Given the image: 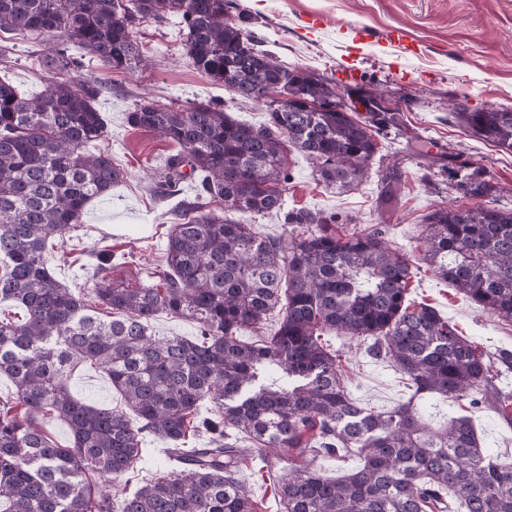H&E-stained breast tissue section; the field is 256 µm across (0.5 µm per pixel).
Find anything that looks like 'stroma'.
Segmentation results:
<instances>
[{"label": "stroma", "mask_w": 512, "mask_h": 512, "mask_svg": "<svg viewBox=\"0 0 512 512\" xmlns=\"http://www.w3.org/2000/svg\"><path fill=\"white\" fill-rule=\"evenodd\" d=\"M251 16L246 32L280 61L324 73L339 88L380 86L385 98L402 108V130L379 138L370 179L345 190L325 187L309 161L288 157L291 179L288 209L335 215L337 234L379 229L388 244L406 254L415 275L411 301L433 306L490 355L500 368L496 386L512 392V321L482 311L447 281L438 279L424 257V217L440 206H477L458 184L472 171L497 187L495 205L512 209V151L472 136L453 114L454 105L470 110L512 108V0H234ZM403 28L413 47L396 50L381 40ZM145 68L117 72L84 60L80 76L101 82L97 104L107 124L101 143L127 172L123 182L94 200L65 246L48 256L55 277L91 294V254L112 255V283L136 288L149 270L164 266L167 232L173 223L171 199L155 190V171L175 146L157 134L130 127L126 114L135 100L162 106L196 99L224 101L235 119L257 124L264 113L214 84L187 63L185 46L173 20H144L137 32ZM55 37H13L6 79L26 96L39 94L52 74L41 63ZM390 204H382L384 195ZM341 356L346 386L361 406L383 411L410 395L407 381L389 363L369 357L348 339L329 335ZM71 393L89 404L115 408L121 400L107 374L85 365L68 380ZM433 424L456 416L471 419L484 448L512 461V420L494 407L464 402L440 403L427 412ZM258 512H278L275 486L287 478L288 461L257 458L241 465Z\"/></svg>", "instance_id": "obj_1"}]
</instances>
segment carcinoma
Returning <instances> with one entry per match:
<instances>
[{"label": "carcinoma", "mask_w": 512, "mask_h": 512, "mask_svg": "<svg viewBox=\"0 0 512 512\" xmlns=\"http://www.w3.org/2000/svg\"><path fill=\"white\" fill-rule=\"evenodd\" d=\"M230 0H0V33L59 38L47 64L69 72L75 45L112 71L145 64L136 29L175 14L192 67L234 95L259 101L262 89L288 93L289 107L263 105L265 121L246 124L213 99L161 107L140 99L127 122L177 146L158 185L195 183L178 203L163 271L138 288H115L112 254H92L94 298L59 281L47 253L62 246L83 211L124 178L98 148L107 125L92 78H53L28 98L0 78V304L24 320H0V375L22 412L0 410V512H114L111 486L142 457L145 438L162 440L167 475L124 493L119 512H257L238 477L241 458L270 454L292 463L280 482L281 512H443L448 491L464 512H512V464L481 448L468 417L434 427L430 400L492 403L491 358L428 304L408 299L414 275L405 255L372 229L340 236L336 217L288 211V154L312 162L338 188L369 178L377 135L401 126L397 112L359 119L339 109L341 93L324 74L286 65L249 40ZM474 136L512 150V109L457 112ZM471 197L494 186L473 172ZM283 215L292 229L263 236L232 214ZM422 246L435 274L478 307L512 320V209L440 207L426 217ZM279 310L271 336L259 331ZM194 321L199 335L159 338L160 314ZM328 332L366 345L373 359L408 377L412 394L387 411L360 406L348 392ZM89 363L109 376L124 408L76 399L71 372ZM212 416L199 417L205 403ZM52 414L71 444L57 446L38 426ZM206 438L189 448V437ZM360 455L355 471L330 477L318 455Z\"/></svg>", "instance_id": "1"}]
</instances>
